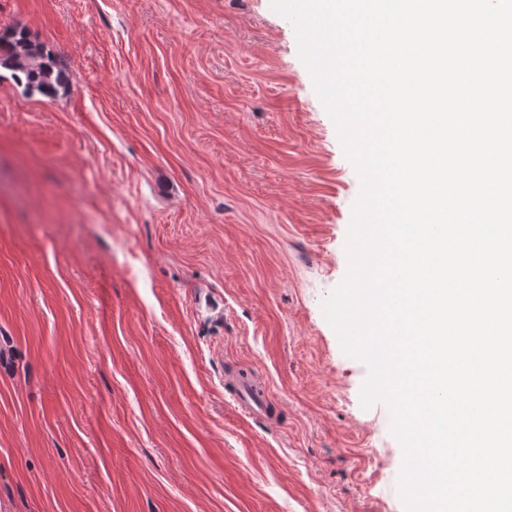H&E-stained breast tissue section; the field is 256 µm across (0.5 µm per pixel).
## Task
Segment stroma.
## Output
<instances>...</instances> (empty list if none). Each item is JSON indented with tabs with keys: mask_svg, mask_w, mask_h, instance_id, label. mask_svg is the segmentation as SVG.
<instances>
[{
	"mask_svg": "<svg viewBox=\"0 0 512 512\" xmlns=\"http://www.w3.org/2000/svg\"><path fill=\"white\" fill-rule=\"evenodd\" d=\"M0 512H404L322 304L360 191L270 0H0ZM264 381L247 416L225 374ZM12 72L27 93L53 99L69 83V75L45 47L33 41L25 29L13 28L0 34V68ZM23 75L24 79L20 76Z\"/></svg>",
	"mask_w": 512,
	"mask_h": 512,
	"instance_id": "1",
	"label": "stroma"
}]
</instances>
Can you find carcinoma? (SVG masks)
I'll use <instances>...</instances> for the list:
<instances>
[{
	"label": "carcinoma",
	"instance_id": "carcinoma-1",
	"mask_svg": "<svg viewBox=\"0 0 512 512\" xmlns=\"http://www.w3.org/2000/svg\"><path fill=\"white\" fill-rule=\"evenodd\" d=\"M12 72L17 84L30 94L53 99L69 83V75L45 47L32 40L25 29L13 28L0 34V68Z\"/></svg>",
	"mask_w": 512,
	"mask_h": 512
}]
</instances>
